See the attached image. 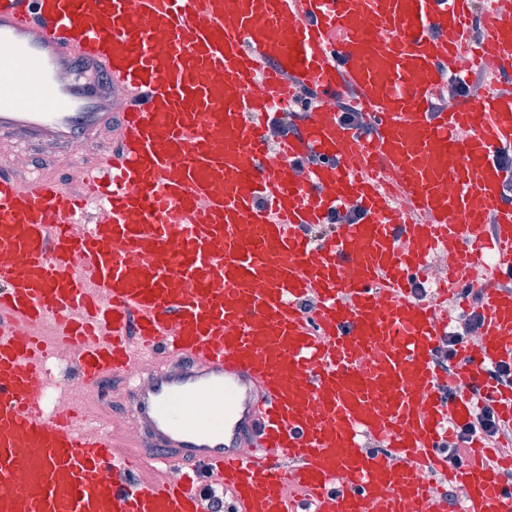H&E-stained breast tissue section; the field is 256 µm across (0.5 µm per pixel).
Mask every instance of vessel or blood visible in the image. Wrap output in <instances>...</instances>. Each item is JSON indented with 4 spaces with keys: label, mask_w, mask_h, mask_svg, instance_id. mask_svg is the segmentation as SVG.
Segmentation results:
<instances>
[{
    "label": "vessel or blood",
    "mask_w": 512,
    "mask_h": 512,
    "mask_svg": "<svg viewBox=\"0 0 512 512\" xmlns=\"http://www.w3.org/2000/svg\"><path fill=\"white\" fill-rule=\"evenodd\" d=\"M477 1L0 0V132L116 131L79 193L0 166V512H207L206 484L225 512H444L441 474L463 512H512L495 449L473 441L454 467L446 450L475 399L512 423V386L486 372L512 363L494 283L512 272V172L494 160L512 96L429 109L482 54L512 80V0ZM305 90L321 107L270 141L264 116ZM350 91L371 137L327 106ZM349 207L361 221L322 233ZM436 260L443 293L482 290L451 400L448 318L415 294ZM47 323L91 387L166 357L128 390L140 453L47 414ZM172 466L181 480L140 477Z\"/></svg>",
    "instance_id": "b4317fda"
}]
</instances>
